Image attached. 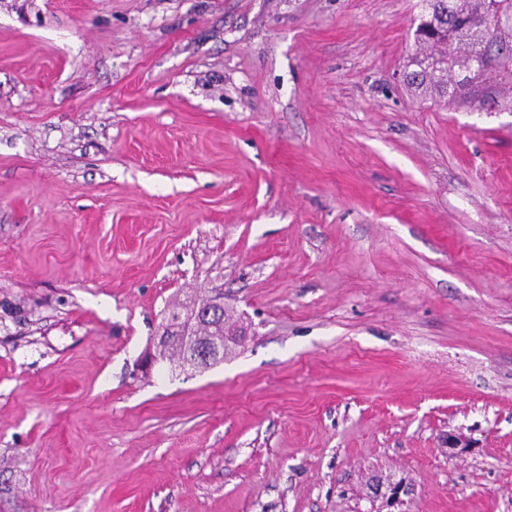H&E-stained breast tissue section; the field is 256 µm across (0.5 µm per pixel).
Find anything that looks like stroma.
<instances>
[{
    "label": "stroma",
    "mask_w": 512,
    "mask_h": 512,
    "mask_svg": "<svg viewBox=\"0 0 512 512\" xmlns=\"http://www.w3.org/2000/svg\"><path fill=\"white\" fill-rule=\"evenodd\" d=\"M415 2L0 0V512H512V112L407 94ZM229 316L231 315L225 310L218 322H206L199 328V331L207 336H223L221 341L215 340V343L206 340L205 336H198L195 333V327L192 326L193 320L191 321L181 336L185 364L204 368L223 358L224 346L228 337L224 336V323L228 334L235 333L238 328V326H228ZM373 494L374 498L379 497L383 500L382 508H386L388 512H403L404 510L396 509L405 504L406 500L404 497L409 495V491L400 481L388 483L382 482L374 488Z\"/></svg>",
    "instance_id": "stroma-1"
}]
</instances>
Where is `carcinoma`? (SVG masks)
Wrapping results in <instances>:
<instances>
[{
  "label": "carcinoma",
  "mask_w": 512,
  "mask_h": 512,
  "mask_svg": "<svg viewBox=\"0 0 512 512\" xmlns=\"http://www.w3.org/2000/svg\"><path fill=\"white\" fill-rule=\"evenodd\" d=\"M416 7L421 41L404 65L407 92L456 109L512 112V0H417ZM236 330L226 311L199 328L207 336Z\"/></svg>",
  "instance_id": "obj_1"
}]
</instances>
